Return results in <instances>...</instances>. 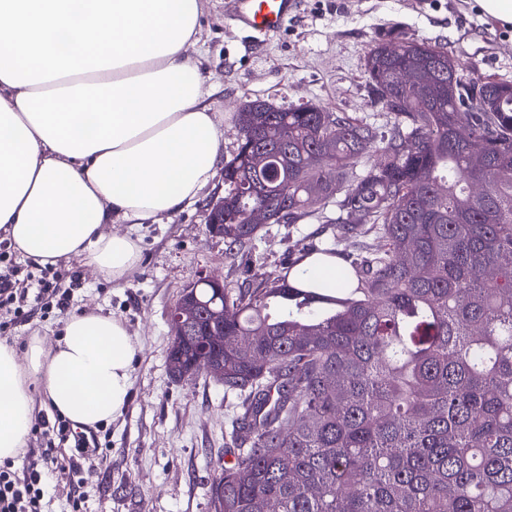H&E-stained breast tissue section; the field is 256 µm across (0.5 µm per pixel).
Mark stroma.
Returning <instances> with one entry per match:
<instances>
[{"label": "stroma", "mask_w": 512, "mask_h": 512, "mask_svg": "<svg viewBox=\"0 0 512 512\" xmlns=\"http://www.w3.org/2000/svg\"><path fill=\"white\" fill-rule=\"evenodd\" d=\"M230 9V0H205L201 40L188 51L211 90L209 105L224 115L223 163L237 148L235 114L255 99L283 108L315 103L387 125L361 59L393 30L441 43L467 61L471 78L512 82V28L485 16L474 0H298L296 14L278 35L257 38L246 37L230 19ZM223 195L219 173L194 204L140 225L139 262L117 282L77 259L42 268L22 261L9 244L0 245L5 254L0 265L13 269L18 286L32 277L57 279L69 291V312L98 310L118 317L140 343L127 407L99 426L100 447L86 456L81 471L51 483L44 512H72L76 498L81 512H208L210 483L224 460L237 400L206 374L170 377L169 313L182 289L204 272L219 273L230 288L257 271L272 280L284 276L301 248L332 241L335 228L328 220L336 215L334 208L313 203L303 221L265 225L252 245L231 259L223 238L206 229L207 209ZM64 314L56 309L18 314L1 305L0 321L8 328L0 338L21 346L34 335L57 336Z\"/></svg>", "instance_id": "1"}]
</instances>
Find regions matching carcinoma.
<instances>
[{"label": "carcinoma", "instance_id": "1", "mask_svg": "<svg viewBox=\"0 0 512 512\" xmlns=\"http://www.w3.org/2000/svg\"><path fill=\"white\" fill-rule=\"evenodd\" d=\"M362 67L393 115L384 135L312 103L236 115L216 218L229 254L262 228L255 196L288 207L286 224L317 196L336 202V237L304 253L352 269L190 291L202 310L168 372L208 341L240 400L209 512H512V82L472 81L447 47L402 33ZM397 71L428 80L397 88ZM368 143L380 162L349 175ZM255 149L267 178L249 179Z\"/></svg>", "mask_w": 512, "mask_h": 512}]
</instances>
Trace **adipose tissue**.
Returning a JSON list of instances; mask_svg holds the SVG:
<instances>
[{"label": "adipose tissue", "instance_id": "ef3b65f1", "mask_svg": "<svg viewBox=\"0 0 512 512\" xmlns=\"http://www.w3.org/2000/svg\"><path fill=\"white\" fill-rule=\"evenodd\" d=\"M201 0H0V236L40 266L120 281L134 226L212 181L224 126L187 55ZM129 232H109V225ZM139 342L119 318L67 316L57 337L0 340V463L36 405L96 427L126 408Z\"/></svg>", "mask_w": 512, "mask_h": 512}]
</instances>
